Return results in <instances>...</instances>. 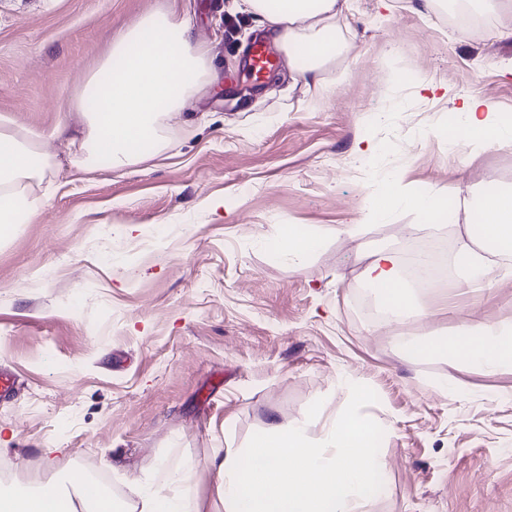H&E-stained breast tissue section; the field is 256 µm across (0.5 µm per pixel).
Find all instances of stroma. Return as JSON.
Instances as JSON below:
<instances>
[{
  "instance_id": "1",
  "label": "stroma",
  "mask_w": 512,
  "mask_h": 512,
  "mask_svg": "<svg viewBox=\"0 0 512 512\" xmlns=\"http://www.w3.org/2000/svg\"><path fill=\"white\" fill-rule=\"evenodd\" d=\"M173 5L217 82L167 150L74 173L66 143L50 142L53 195L0 238V367L17 377L0 401V469L33 487L90 459L119 501L132 480L192 467L207 499L212 449L247 447L272 417H314L319 436L361 386V413L385 430L386 490L366 512H512V371L399 346L464 321L512 325V280L488 272L447 307L443 289L419 293L428 314L398 327L360 300L374 250L452 248L465 231L403 208L371 217L385 176L458 213L450 185L512 187V144L437 134L466 97L512 114V14L460 37L431 0H348L331 27L351 49L310 84L284 55L247 79L265 25L242 0H0V118L50 131L111 40ZM286 225L319 247L279 251Z\"/></svg>"
}]
</instances>
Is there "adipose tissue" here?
<instances>
[{"label":"adipose tissue","instance_id":"adipose-tissue-1","mask_svg":"<svg viewBox=\"0 0 512 512\" xmlns=\"http://www.w3.org/2000/svg\"><path fill=\"white\" fill-rule=\"evenodd\" d=\"M260 14L268 36L287 54L301 76L317 72L338 51L330 21L341 0H247ZM210 50L196 39L189 17L151 13L111 42L97 72L77 98L81 126L61 121L50 133L0 126V225L31 223L54 192L46 173L54 166L47 140L67 142L71 165L84 170L103 162L131 166L161 154L173 122L215 81ZM459 133L489 145L512 142V124L503 122L496 101L466 99L458 106ZM396 208L434 213L438 198L402 189L397 177L385 179V191L370 215L383 218ZM475 227L486 246L478 252L471 235L459 237L452 255L453 281L468 285L491 257H512V189H489L481 198ZM367 276L375 295L398 316L415 304L389 251L374 253ZM416 357L431 354L463 361L488 372L512 369V328L480 323L460 326L454 335L408 342ZM355 403L331 422L319 440L309 438V420L285 426L270 420L249 447L214 452L215 488L224 512H362L384 464L376 451L383 431ZM196 471L172 473L161 485L137 481L130 486L129 512H205L192 488ZM109 497L90 494L77 477H68L29 494L0 495V512H111Z\"/></svg>","mask_w":512,"mask_h":512}]
</instances>
